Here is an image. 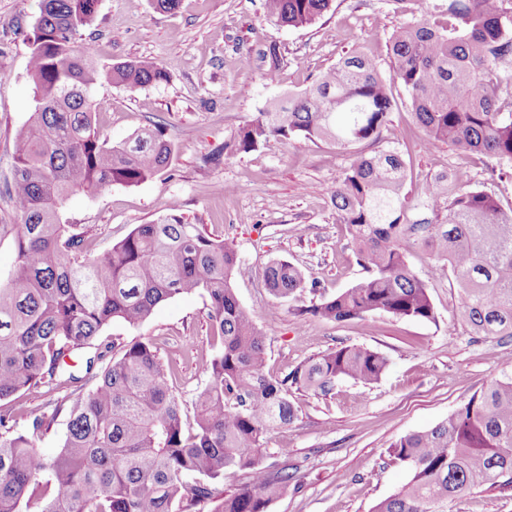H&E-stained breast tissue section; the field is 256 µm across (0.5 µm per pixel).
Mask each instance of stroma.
I'll use <instances>...</instances> for the list:
<instances>
[{"instance_id":"35a3bbf8","label":"stroma","mask_w":512,"mask_h":512,"mask_svg":"<svg viewBox=\"0 0 512 512\" xmlns=\"http://www.w3.org/2000/svg\"><path fill=\"white\" fill-rule=\"evenodd\" d=\"M39 3L0 0V224L19 221L5 179L13 132L34 109L26 37ZM263 3L180 0L175 11L164 13L153 0H100L94 21L79 31L76 43L91 44L106 66L149 56L169 73L168 83L134 91L99 86L100 127L119 143L156 126L176 152L167 171L153 180L71 196L61 217L63 223L83 225L98 253L173 206L213 237L234 238L251 271L249 278L238 279L237 296L266 336V369L272 374H284L343 342L387 356L389 368L377 383L346 380L334 397H296L292 428L269 435L265 443V464L288 465L298 477L270 512H369L408 479L405 469L389 463L390 443L434 425L491 380L511 374L512 339L464 331L457 288L451 279L431 278L433 258L420 245L410 249L408 260L430 282L435 321L379 314L336 324L295 316V306L310 304L319 294L335 295L365 276L330 199L349 155L302 138L273 139L235 155L226 154L224 146L260 109L300 93L351 51L388 65L387 36L412 16L391 0H335L319 22L293 29L269 20ZM271 43L282 54L273 82L265 79L262 62ZM392 92L398 106L381 146L402 155L411 196L435 174L461 169L503 208H512L511 173L491 176L486 156L429 141L401 86L393 85ZM221 184L233 186V193L217 194ZM273 258L316 280L318 294L306 291L293 301L270 295L261 272ZM207 308L203 295L180 296L159 305L141 326L112 323L101 339L119 347L153 340L162 362L177 363L175 391L188 402L205 386L201 365L213 353Z\"/></svg>"}]
</instances>
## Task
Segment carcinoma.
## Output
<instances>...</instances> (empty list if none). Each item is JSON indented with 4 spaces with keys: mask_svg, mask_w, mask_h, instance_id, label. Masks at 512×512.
I'll return each mask as SVG.
<instances>
[{
    "mask_svg": "<svg viewBox=\"0 0 512 512\" xmlns=\"http://www.w3.org/2000/svg\"><path fill=\"white\" fill-rule=\"evenodd\" d=\"M334 0H265L282 27L315 24ZM99 0H41L29 44L34 111L13 136L7 194L18 224H0V245L15 260L0 272V401L48 386L68 390L55 405L17 428L0 406V512H269L294 480L288 466L263 462L264 439L297 419L294 397H332L346 379L371 385L388 358L362 345L340 344L285 373L265 368L266 336L237 298L245 274L233 240L170 213L139 224L102 253L88 232L61 222L74 193L94 196L115 183L137 186L171 164L175 144L159 129H141L114 144L100 131L96 89L129 90L169 81L153 57L99 65L74 37L90 25ZM445 24L422 16L388 37L389 76L359 51L342 58L288 103L270 104L241 128L231 152L303 137L351 152L331 193L348 226L357 284L298 313L337 324L377 314L436 321L429 286L407 260L408 247L431 249L432 278L452 275L461 322L478 336L512 337V208L458 171L459 190L445 199L447 177L423 184L433 218L403 223L406 167L396 150L366 153L383 140L399 84L432 142H451L493 158L492 173L512 168V97L502 73L512 62V0H443ZM274 81L281 61L262 54ZM264 287L288 300L305 288L304 272L285 260L262 270ZM208 298L216 342L203 364L208 381L183 414L172 377L150 340L112 355L97 340L113 321L131 327L175 297ZM67 429L57 453L38 443L60 413ZM389 460L409 479L370 512H448V502L482 490L512 492V375L494 379L435 425L390 444ZM243 482L230 492V475Z\"/></svg>",
    "mask_w": 512,
    "mask_h": 512,
    "instance_id": "obj_1",
    "label": "carcinoma"
}]
</instances>
